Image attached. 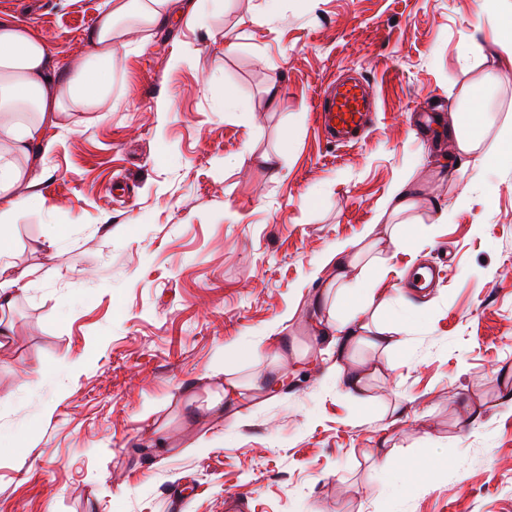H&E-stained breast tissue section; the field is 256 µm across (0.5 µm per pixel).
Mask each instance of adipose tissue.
Returning a JSON list of instances; mask_svg holds the SVG:
<instances>
[{
    "label": "adipose tissue",
    "instance_id": "adipose-tissue-1",
    "mask_svg": "<svg viewBox=\"0 0 512 512\" xmlns=\"http://www.w3.org/2000/svg\"><path fill=\"white\" fill-rule=\"evenodd\" d=\"M223 0H101L96 25L86 53L59 66L43 32L25 24L11 13L0 14V305L11 304L25 290L28 272L8 263L12 249L8 224L14 223L32 204L54 210L31 178L32 167L44 162L52 149L46 139L49 128L58 126L61 113L80 110L102 112L112 102L114 57L127 49L128 35L153 29L171 14L187 22L202 19L205 6L220 9ZM469 41L462 56L490 53L505 65H512V20L503 21L496 7L483 8L472 22ZM503 81L498 72H487L461 87L458 104L448 113V136L452 153L474 157L478 170L512 156V119L493 126L489 119L491 91ZM495 132L497 148L485 150L488 132ZM417 204L408 181H398L384 199L381 212L391 218L384 225H368L363 249L341 244L322 258L327 288L336 292V301L351 309L335 327L332 345L339 364V379L348 392L360 394L367 387L369 372L353 365L358 346L385 350L396 340L380 321V312L390 298L381 289L386 245L407 241L395 216Z\"/></svg>",
    "mask_w": 512,
    "mask_h": 512
}]
</instances>
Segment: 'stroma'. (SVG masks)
Here are the masks:
<instances>
[{
	"label": "stroma",
	"instance_id": "obj_1",
	"mask_svg": "<svg viewBox=\"0 0 512 512\" xmlns=\"http://www.w3.org/2000/svg\"><path fill=\"white\" fill-rule=\"evenodd\" d=\"M99 0H7L59 61L86 52ZM224 0L171 16L118 54L112 109L62 114L36 174L59 200L10 227L33 272L0 324V512H512V161L476 180L448 158L459 88L500 69L465 59L476 0ZM279 78L280 93L266 88ZM369 83L372 129L319 128L331 81ZM231 94L243 109L221 110ZM277 156L276 168L261 162ZM412 243L386 251L384 319L362 345L363 397L336 381L318 323L335 312L322 256L357 243L402 177ZM448 219L438 223L439 209ZM427 296L407 282L438 261ZM286 340L287 381L241 416L201 413L224 385L278 374L251 353ZM81 371H72L75 360ZM395 461L381 470L379 449Z\"/></svg>",
	"mask_w": 512,
	"mask_h": 512
}]
</instances>
